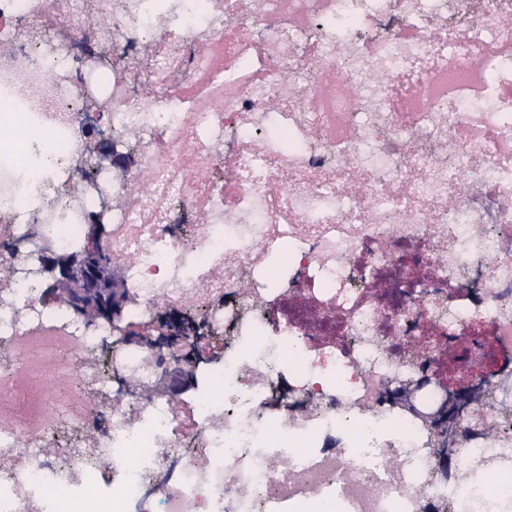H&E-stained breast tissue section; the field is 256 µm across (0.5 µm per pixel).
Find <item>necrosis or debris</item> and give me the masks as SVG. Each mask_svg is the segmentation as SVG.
Here are the masks:
<instances>
[{"mask_svg":"<svg viewBox=\"0 0 512 512\" xmlns=\"http://www.w3.org/2000/svg\"><path fill=\"white\" fill-rule=\"evenodd\" d=\"M0 94V512H512V385L452 481L387 400L464 325L512 373V0H0ZM90 123L125 172L87 179ZM96 216L119 322L44 269ZM409 243L429 277L377 299ZM179 311L189 346L128 340Z\"/></svg>","mask_w":512,"mask_h":512,"instance_id":"4bbe7bcc","label":"necrosis or debris"}]
</instances>
